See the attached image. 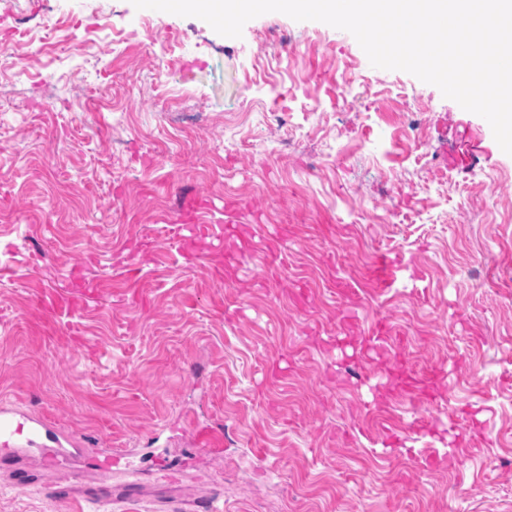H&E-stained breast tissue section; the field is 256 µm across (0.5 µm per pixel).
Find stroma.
<instances>
[{
	"mask_svg": "<svg viewBox=\"0 0 512 512\" xmlns=\"http://www.w3.org/2000/svg\"><path fill=\"white\" fill-rule=\"evenodd\" d=\"M1 404L123 456L0 512H512V155L323 22L0 0Z\"/></svg>",
	"mask_w": 512,
	"mask_h": 512,
	"instance_id": "stroma-1",
	"label": "stroma"
}]
</instances>
